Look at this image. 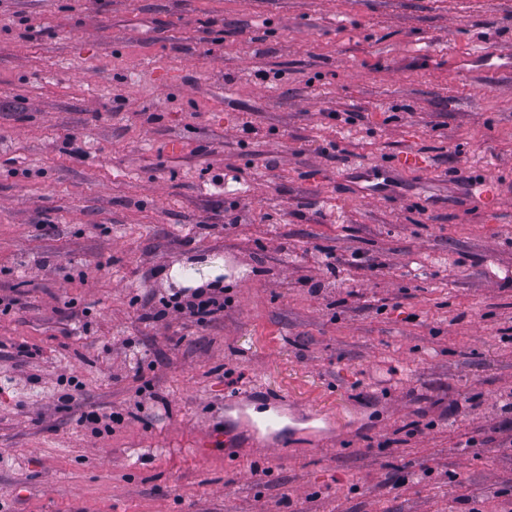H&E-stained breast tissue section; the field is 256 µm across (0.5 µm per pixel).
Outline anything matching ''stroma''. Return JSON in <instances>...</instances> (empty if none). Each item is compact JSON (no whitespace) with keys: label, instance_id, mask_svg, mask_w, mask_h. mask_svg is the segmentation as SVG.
I'll use <instances>...</instances> for the list:
<instances>
[{"label":"stroma","instance_id":"stroma-1","mask_svg":"<svg viewBox=\"0 0 512 512\" xmlns=\"http://www.w3.org/2000/svg\"><path fill=\"white\" fill-rule=\"evenodd\" d=\"M510 45L512 0H0V512H512V69L448 57ZM320 248L376 266L314 294ZM238 394L322 417L200 452ZM224 305L223 295L198 291L185 302L175 298L174 301L162 303L163 309H158L152 318L163 317L166 314V309H172L187 321L194 322L196 325H205L215 317L224 314ZM267 435L259 438L255 435V431H252L248 426L236 430H215L214 428L206 430L207 437L204 440L196 443V448H201L200 451H208L210 447L220 442V446L226 448H244L236 450L238 459L253 457L258 455V451L261 449H272L279 447L277 436L278 431L276 429L278 420L275 416H268L264 420ZM248 437L246 441H243L241 437Z\"/></svg>","mask_w":512,"mask_h":512}]
</instances>
